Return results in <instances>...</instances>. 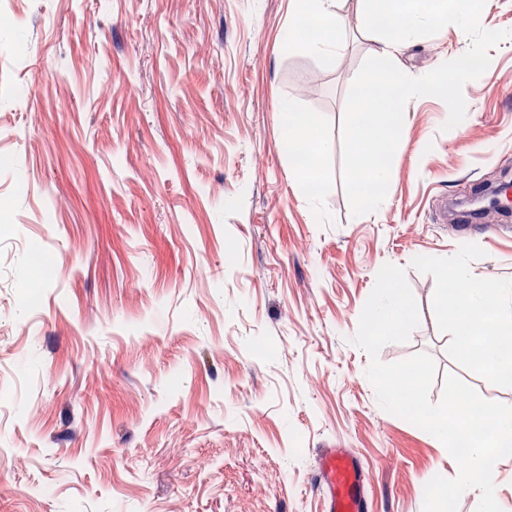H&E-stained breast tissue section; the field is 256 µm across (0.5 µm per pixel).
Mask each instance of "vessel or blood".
<instances>
[{
  "label": "vessel or blood",
  "instance_id": "obj_1",
  "mask_svg": "<svg viewBox=\"0 0 512 512\" xmlns=\"http://www.w3.org/2000/svg\"><path fill=\"white\" fill-rule=\"evenodd\" d=\"M318 484L324 512H367L363 472L356 460L335 448L326 449L318 463Z\"/></svg>",
  "mask_w": 512,
  "mask_h": 512
}]
</instances>
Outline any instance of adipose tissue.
<instances>
[{"instance_id": "obj_1", "label": "adipose tissue", "mask_w": 512, "mask_h": 512, "mask_svg": "<svg viewBox=\"0 0 512 512\" xmlns=\"http://www.w3.org/2000/svg\"><path fill=\"white\" fill-rule=\"evenodd\" d=\"M294 2L300 23L313 28L312 36L304 43L306 49L321 60L335 61L344 46L337 0ZM281 110L288 127L289 152L306 151L312 158L309 167L298 171L299 185L311 202H319L323 193L317 188L322 181L318 160L327 143L314 129L307 113L288 103L282 104ZM453 277L462 282L463 287L457 293L443 297L444 318L453 325L468 326L470 364L498 372L501 381L512 386V350L505 352L494 346L496 338L512 331V315L507 317L502 313L498 284L469 274L462 263L454 267Z\"/></svg>"}]
</instances>
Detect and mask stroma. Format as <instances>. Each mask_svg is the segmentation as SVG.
<instances>
[{
  "instance_id": "obj_1",
  "label": "stroma",
  "mask_w": 512,
  "mask_h": 512,
  "mask_svg": "<svg viewBox=\"0 0 512 512\" xmlns=\"http://www.w3.org/2000/svg\"><path fill=\"white\" fill-rule=\"evenodd\" d=\"M0 75L30 97L0 111V512H320L321 449L344 448L373 512H422L458 466L384 411L352 344L380 268L420 308L383 362L424 352L431 402L453 374L512 405L494 371L456 362L447 266L505 288L512 216L459 229L455 206L512 180V38L463 88L466 115L408 103L389 198L352 216L341 120L378 46L342 0L346 47L324 64L280 48L293 0H8ZM457 26L397 53L408 75L461 56ZM137 94H129V85ZM309 113L328 149L312 205L278 108Z\"/></svg>"
}]
</instances>
